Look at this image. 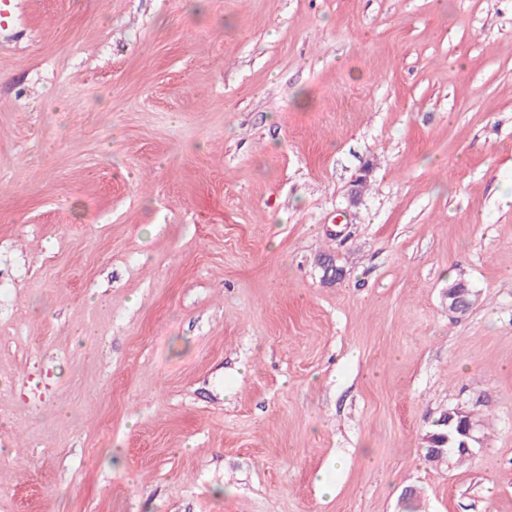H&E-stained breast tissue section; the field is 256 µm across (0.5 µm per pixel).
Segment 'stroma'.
Here are the masks:
<instances>
[{
    "label": "stroma",
    "mask_w": 512,
    "mask_h": 512,
    "mask_svg": "<svg viewBox=\"0 0 512 512\" xmlns=\"http://www.w3.org/2000/svg\"><path fill=\"white\" fill-rule=\"evenodd\" d=\"M0 512H512V0H0ZM472 294V289L469 286L467 288L465 282H461L454 288H448L446 291L448 310L456 314L467 312L472 307L470 300V295ZM467 413H468V411L465 408H463L462 406H456L452 409H448L447 417H448V424H451L452 422L456 421L457 431L462 438L460 441V444H459L460 448H456V449H459L463 452H468L471 455H473L475 453L476 448L481 447L482 440L475 432L476 430L478 431V428H477L478 424L474 420L472 413L468 417V422L475 430L471 426L467 427L465 425L464 421L466 420ZM477 445H480V446H477Z\"/></svg>",
    "instance_id": "1"
}]
</instances>
